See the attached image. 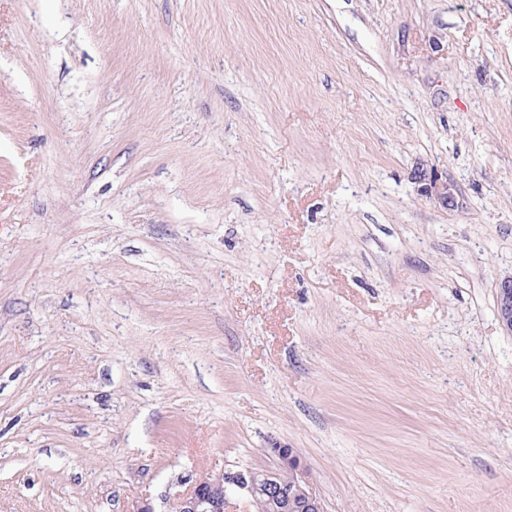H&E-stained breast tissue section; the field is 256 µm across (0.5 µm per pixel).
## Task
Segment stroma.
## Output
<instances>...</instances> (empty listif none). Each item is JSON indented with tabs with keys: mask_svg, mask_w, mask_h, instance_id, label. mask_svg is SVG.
<instances>
[{
	"mask_svg": "<svg viewBox=\"0 0 512 512\" xmlns=\"http://www.w3.org/2000/svg\"><path fill=\"white\" fill-rule=\"evenodd\" d=\"M511 274L512 0H0V512H512ZM497 311L504 328L512 333V275L499 283ZM277 466L271 470H228L216 477L195 479L189 491L177 494L170 504L171 512H229L232 494L245 498L253 512H291L299 507L305 512H323L320 499L302 484L296 471L300 457L293 448H272ZM290 477L283 479V475Z\"/></svg>",
	"mask_w": 512,
	"mask_h": 512,
	"instance_id": "obj_1",
	"label": "stroma"
}]
</instances>
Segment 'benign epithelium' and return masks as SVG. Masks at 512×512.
<instances>
[{
	"mask_svg": "<svg viewBox=\"0 0 512 512\" xmlns=\"http://www.w3.org/2000/svg\"><path fill=\"white\" fill-rule=\"evenodd\" d=\"M428 192L450 206L454 194L448 182L432 178ZM497 311L500 322L512 333V275L499 283ZM277 466L271 470H228L216 477L194 480L189 491L177 494L170 504V512H229V494L245 498L253 512H292L298 507L303 512H324L320 499L297 478L300 457L293 448L271 449Z\"/></svg>",
	"mask_w": 512,
	"mask_h": 512,
	"instance_id": "1",
	"label": "benign epithelium"
}]
</instances>
